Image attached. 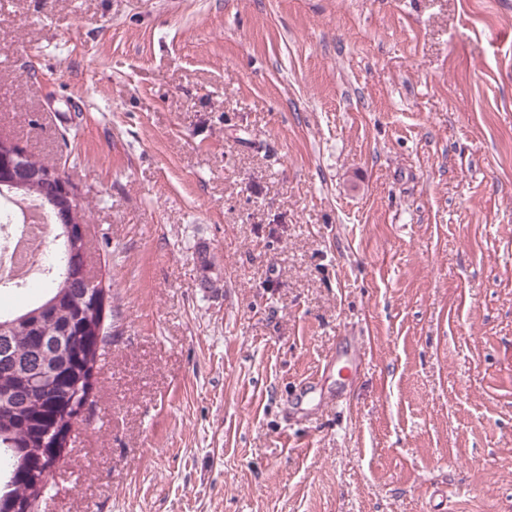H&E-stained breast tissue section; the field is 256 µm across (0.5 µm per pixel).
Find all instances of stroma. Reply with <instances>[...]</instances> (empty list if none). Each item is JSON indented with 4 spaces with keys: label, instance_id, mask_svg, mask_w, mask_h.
<instances>
[{
    "label": "stroma",
    "instance_id": "1",
    "mask_svg": "<svg viewBox=\"0 0 512 512\" xmlns=\"http://www.w3.org/2000/svg\"><path fill=\"white\" fill-rule=\"evenodd\" d=\"M1 131L118 330L35 512H512V0H0ZM23 165L27 168L29 176L36 177L41 184H46L51 178L54 182L66 180L63 172L61 171V165L45 164L34 159L32 156L25 160Z\"/></svg>",
    "mask_w": 512,
    "mask_h": 512
}]
</instances>
